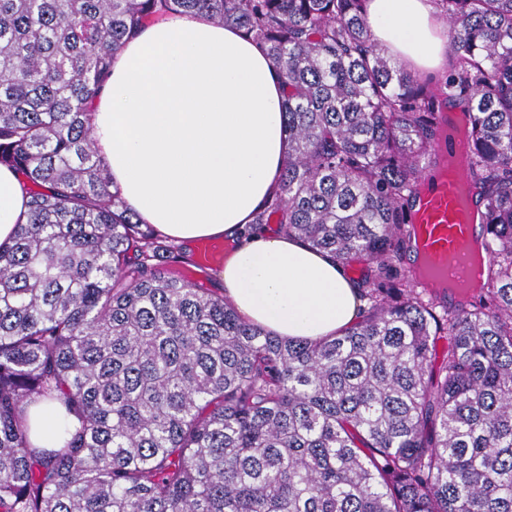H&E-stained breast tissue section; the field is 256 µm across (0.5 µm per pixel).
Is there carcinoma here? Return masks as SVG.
I'll list each match as a JSON object with an SVG mask.
<instances>
[{
    "label": "carcinoma",
    "mask_w": 512,
    "mask_h": 512,
    "mask_svg": "<svg viewBox=\"0 0 512 512\" xmlns=\"http://www.w3.org/2000/svg\"><path fill=\"white\" fill-rule=\"evenodd\" d=\"M432 2L438 81L383 55L366 0H0V165L29 195L0 243V512H512V0ZM192 12L280 70L288 156L254 223L362 266L334 336L245 320L110 189L90 120L112 56ZM454 109L488 264L438 307L401 255ZM44 400L70 419L52 448Z\"/></svg>",
    "instance_id": "cac0c4a2"
}]
</instances>
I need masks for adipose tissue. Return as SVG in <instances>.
Returning a JSON list of instances; mask_svg holds the SVG:
<instances>
[{
  "label": "adipose tissue",
  "instance_id": "ef3b65f1",
  "mask_svg": "<svg viewBox=\"0 0 512 512\" xmlns=\"http://www.w3.org/2000/svg\"><path fill=\"white\" fill-rule=\"evenodd\" d=\"M378 45L408 69L444 72L448 37L429 0H368ZM284 94L266 50L208 14L146 26L112 58L92 136L113 187L143 223L192 245H225L224 292L246 320L315 340L353 324L358 290L342 264L284 236L250 231L287 156ZM0 165V242L27 210Z\"/></svg>",
  "mask_w": 512,
  "mask_h": 512
}]
</instances>
